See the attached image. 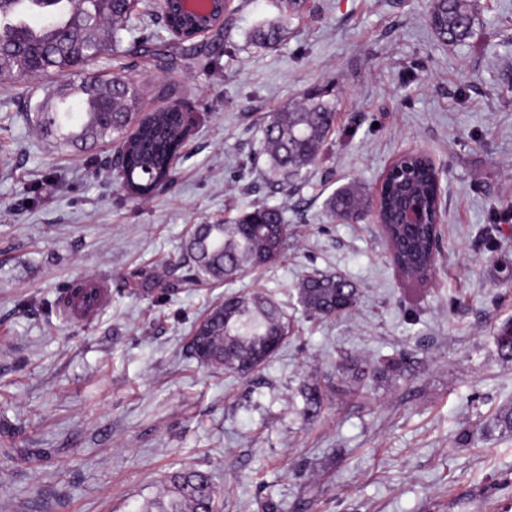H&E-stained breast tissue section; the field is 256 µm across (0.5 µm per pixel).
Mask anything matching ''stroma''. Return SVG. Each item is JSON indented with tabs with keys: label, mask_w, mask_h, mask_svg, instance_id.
<instances>
[{
	"label": "stroma",
	"mask_w": 512,
	"mask_h": 512,
	"mask_svg": "<svg viewBox=\"0 0 512 512\" xmlns=\"http://www.w3.org/2000/svg\"><path fill=\"white\" fill-rule=\"evenodd\" d=\"M429 0H230L223 26L162 54L107 56L140 113L163 92L191 136L172 183L129 196L116 147L60 150L22 117L65 77L0 75V512H141L175 471L207 473L218 512H512V360L495 334L512 318V0H479L460 44L432 33ZM286 21L273 49L250 44ZM322 90L336 123L305 178L274 193L253 150L270 112ZM422 151L442 170L435 276L393 266L374 213L341 221L325 200L353 183L377 194L388 167ZM280 206L287 255L231 285L192 281L180 246L194 224ZM165 287H139L138 268ZM319 270L359 304L309 319L297 288ZM95 273L109 301L88 323L57 300ZM261 290L292 318L275 358L243 377L201 366L194 323L225 293ZM404 358L314 419L299 390L340 359ZM466 444H459L460 431Z\"/></svg>",
	"instance_id": "obj_1"
}]
</instances>
